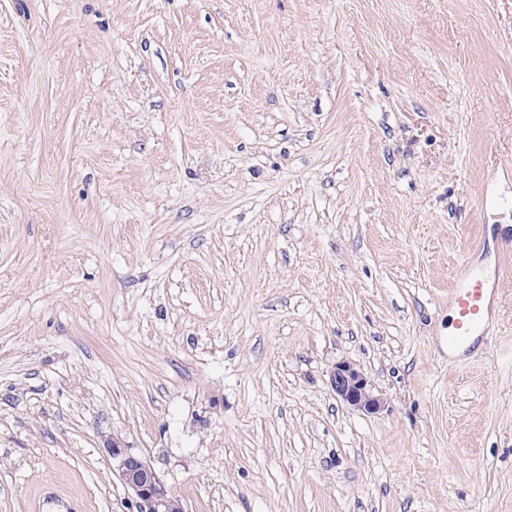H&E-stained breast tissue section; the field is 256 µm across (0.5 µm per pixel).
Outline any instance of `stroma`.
<instances>
[{"label": "stroma", "mask_w": 512, "mask_h": 512, "mask_svg": "<svg viewBox=\"0 0 512 512\" xmlns=\"http://www.w3.org/2000/svg\"><path fill=\"white\" fill-rule=\"evenodd\" d=\"M504 265L512 0H0V512H512ZM451 298L453 311L448 331V358L465 355L482 335L491 311L490 290L485 280L464 260ZM330 386L338 399L356 410L375 414L385 408L384 397L374 391L367 376L350 361L336 362L330 373ZM105 451L130 495L133 512H172L174 496L146 460L115 438L107 442Z\"/></svg>", "instance_id": "stroma-1"}]
</instances>
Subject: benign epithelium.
<instances>
[{
    "label": "benign epithelium",
    "mask_w": 512,
    "mask_h": 512,
    "mask_svg": "<svg viewBox=\"0 0 512 512\" xmlns=\"http://www.w3.org/2000/svg\"><path fill=\"white\" fill-rule=\"evenodd\" d=\"M330 386L338 399L356 410L375 414L385 408L384 397L374 391L367 376L350 361L336 362L330 373ZM105 451L130 495L133 512H171L173 496L146 460L115 438L107 442Z\"/></svg>",
    "instance_id": "benign-epithelium-1"
}]
</instances>
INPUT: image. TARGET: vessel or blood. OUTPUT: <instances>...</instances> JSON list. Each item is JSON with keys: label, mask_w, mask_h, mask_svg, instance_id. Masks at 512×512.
Instances as JSON below:
<instances>
[{"label": "vessel or blood", "mask_w": 512, "mask_h": 512, "mask_svg": "<svg viewBox=\"0 0 512 512\" xmlns=\"http://www.w3.org/2000/svg\"><path fill=\"white\" fill-rule=\"evenodd\" d=\"M451 308L453 318L448 331V354L460 357L482 335L491 311L490 290L470 263L461 265Z\"/></svg>", "instance_id": "1"}]
</instances>
